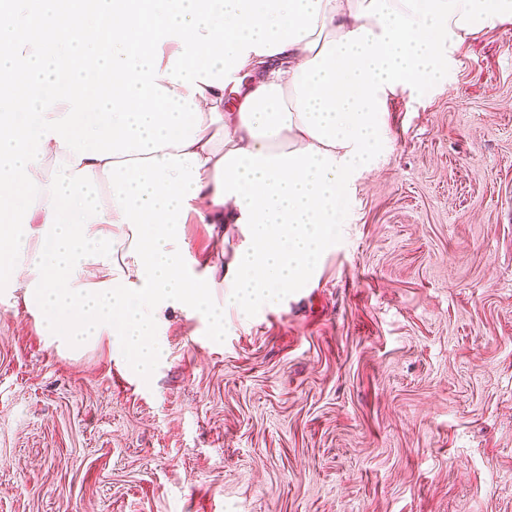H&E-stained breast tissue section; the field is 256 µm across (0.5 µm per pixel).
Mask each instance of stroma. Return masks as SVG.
I'll use <instances>...</instances> for the list:
<instances>
[{"instance_id": "1", "label": "stroma", "mask_w": 512, "mask_h": 512, "mask_svg": "<svg viewBox=\"0 0 512 512\" xmlns=\"http://www.w3.org/2000/svg\"><path fill=\"white\" fill-rule=\"evenodd\" d=\"M455 60L390 98L315 283L217 341L166 312L151 379L0 296V512H512V28Z\"/></svg>"}]
</instances>
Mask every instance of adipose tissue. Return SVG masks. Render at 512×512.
<instances>
[{"mask_svg":"<svg viewBox=\"0 0 512 512\" xmlns=\"http://www.w3.org/2000/svg\"><path fill=\"white\" fill-rule=\"evenodd\" d=\"M505 23L512 0H322L315 34L249 54L241 72L253 80L236 104L215 85L192 96L198 143L78 161L46 142L17 277L43 336L73 352L107 340L145 377L165 353L167 308L220 337L227 309L308 287L349 221L355 177L386 155L389 98L445 84L454 50ZM192 221L239 227L225 270L193 268Z\"/></svg>","mask_w":512,"mask_h":512,"instance_id":"ef3b65f1","label":"adipose tissue"}]
</instances>
